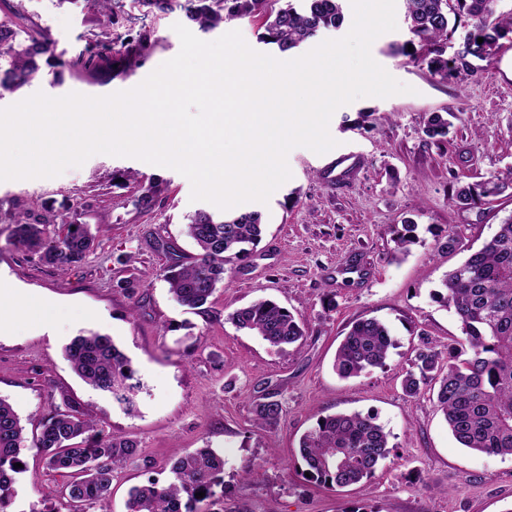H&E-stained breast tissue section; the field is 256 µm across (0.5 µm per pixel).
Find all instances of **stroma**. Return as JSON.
I'll use <instances>...</instances> for the list:
<instances>
[{
  "label": "stroma",
  "instance_id": "1",
  "mask_svg": "<svg viewBox=\"0 0 512 512\" xmlns=\"http://www.w3.org/2000/svg\"><path fill=\"white\" fill-rule=\"evenodd\" d=\"M25 24L48 32L65 66L61 82L44 76L0 99V108L42 92L106 96L139 85L181 47L173 26L181 12L143 16L128 5L129 30L147 29L151 47L132 68L89 74L77 59L97 28L89 0H12ZM397 28L371 46L375 61L412 86L409 94L364 97L338 108L329 131L335 149L305 147L288 155L291 178L259 210L265 233L250 261L233 266L206 312L180 306L162 277L166 265L193 261L198 250L187 217L201 209L179 172L144 161L96 154L53 178L0 181V211L21 206L29 218L61 212L89 225L97 246L84 263L57 268L16 248L13 226L0 218V277L53 306L52 322H13L0 338V398L27 431L56 408L73 405L98 429L137 441L148 467L115 470L112 512H127L131 487L167 479L171 461L211 446L224 453V512H512V457L461 448L431 394L402 390L422 339L439 345L462 339L453 309L433 293L461 254L439 248L448 226L468 225L480 246L512 214V198L462 210L448 199L452 185L512 171V40L478 61L477 77L442 81L397 54L410 37L405 6ZM431 112L451 113L446 145L423 133ZM354 157L351 168L331 165ZM162 188L160 207L144 213L133 201L143 186ZM418 226L419 243L395 251L394 230ZM135 280V291L121 281ZM259 299L286 307L304 324L301 346L281 352L237 329L228 316ZM385 322L394 339L384 366L343 380L332 369L350 325ZM110 336L143 382L138 411L127 414L106 393L72 371L63 350L79 334ZM283 404L272 427L258 425L254 406L266 397ZM360 412L376 416L390 435L389 457L372 477L348 488L310 481L297 461L299 442L318 416ZM10 512H58L62 477L46 473L35 449H22ZM249 461L260 469L240 477Z\"/></svg>",
  "mask_w": 512,
  "mask_h": 512
}]
</instances>
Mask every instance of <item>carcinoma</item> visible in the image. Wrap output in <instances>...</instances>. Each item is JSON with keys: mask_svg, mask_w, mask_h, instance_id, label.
Segmentation results:
<instances>
[{"mask_svg": "<svg viewBox=\"0 0 512 512\" xmlns=\"http://www.w3.org/2000/svg\"><path fill=\"white\" fill-rule=\"evenodd\" d=\"M146 8L144 14L181 11L204 31L232 21L264 18L260 42L281 52L300 47L321 32L340 27L343 0H132ZM411 38L400 48L413 63L426 65L430 75L441 80L472 76L473 60L495 54L500 40L512 34V14L494 15L493 0H404ZM99 6V31L91 33L93 52L88 63L93 71L122 64L130 67L148 48L146 32L126 38L121 48L111 38V29L128 20L124 0H92ZM454 22L474 21L462 51L466 61L446 56L449 16ZM483 42H477L478 38ZM413 51H408V47ZM55 47L48 33L35 27L0 21V96L29 85L52 65ZM450 123L439 113L424 121L423 132L436 144L448 142ZM512 194V172L492 175L451 189L450 199L461 209L484 205L505 193ZM158 186L141 190L136 206L148 212L159 198ZM13 240L42 261L59 267L82 264L93 252L95 235L88 226L48 213L35 222L24 213L14 214ZM57 228L49 231L47 225ZM259 211L220 216L197 210L188 218L187 233L198 247L189 264L173 263L163 269L169 292L190 310H202L224 283L227 266L249 261L251 247L263 233ZM417 224L404 221L395 239L396 252L406 253L417 243ZM467 240V225L448 227L441 248L465 252L433 297L454 309L465 335V347L437 349L425 343L413 369L402 381L409 396H416L430 382L438 384L436 401L455 441L476 453L512 457V214L480 248ZM229 319L240 330L254 333L281 351L300 343L305 336L302 322L288 309L271 300H258L235 310ZM394 343L388 327L377 318H362L351 324L336 351L333 369L342 379L358 378L385 364ZM74 372L93 388L109 394L122 410L137 408L136 396L143 383L131 361L113 339L98 332L75 337L64 351ZM255 420L272 426L283 416L278 400L259 402ZM27 437L13 406L0 398V505L14 494V464L26 447ZM46 468L65 478V495L71 512H110L112 473L126 466H148L138 443L130 438L103 435L96 424L73 407L56 409L32 437ZM389 455V433L370 414L359 412L320 416L303 435L299 458L317 482L348 487L371 477ZM168 480L151 479L129 491L127 512H212L215 488L224 485V454L214 448H198L174 461ZM203 492L205 496L197 497Z\"/></svg>", "mask_w": 512, "mask_h": 512, "instance_id": "carcinoma-1", "label": "carcinoma"}]
</instances>
